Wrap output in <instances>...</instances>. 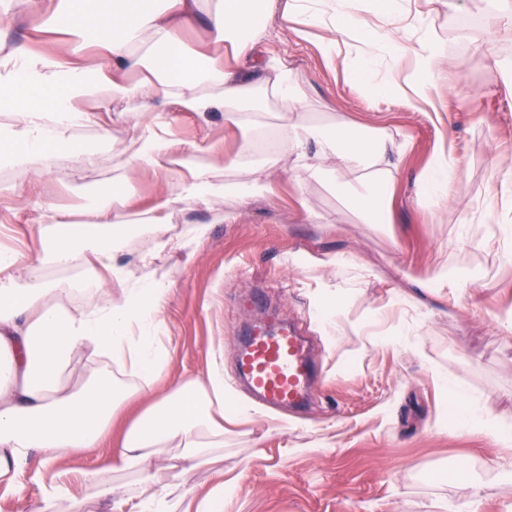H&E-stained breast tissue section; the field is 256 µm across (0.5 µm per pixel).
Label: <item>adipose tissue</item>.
Wrapping results in <instances>:
<instances>
[{"label":"adipose tissue","instance_id":"adipose-tissue-1","mask_svg":"<svg viewBox=\"0 0 512 512\" xmlns=\"http://www.w3.org/2000/svg\"><path fill=\"white\" fill-rule=\"evenodd\" d=\"M20 10L28 36L0 40V166L78 182L100 154L77 133L93 128L107 143L104 115L118 99L128 103L120 118L131 137L112 194L83 195L74 211L45 204L28 253L0 250V482L16 492L31 474L41 512L63 502L85 512L89 487L106 512H223L229 484L216 483L191 510L183 483L165 475L174 459L191 468L223 460L225 417L256 413L226 399L219 368L204 379L168 378L158 330L171 282L160 263L173 253L193 259L210 230L192 224L174 235L172 219L227 198L271 204L266 169L284 153L296 181L327 182L363 223H393L411 140L326 112L288 61L265 46L277 29L292 31L349 79L412 106L430 102L437 89L435 37L416 35L414 0H0V16ZM200 23L205 40L188 45L185 31ZM382 56L395 65L386 77L378 72ZM406 57L412 70L403 76L396 65ZM184 112L203 124L223 114L225 125L244 131L236 150L206 135L190 144L176 138ZM260 112L277 113V122H260ZM452 141L438 119L415 180L416 203L432 224L448 220ZM330 157L332 169L323 165ZM136 172L164 183L143 210L131 187ZM75 213L81 223H72ZM135 224L152 245L125 262ZM75 264L81 279L46 276ZM72 297L81 305L61 308L60 299ZM76 354L93 369L72 387L65 375ZM161 382L165 391L155 393ZM135 402L142 411L113 441V422ZM108 443L110 471L134 478L123 491L98 473L58 466Z\"/></svg>","mask_w":512,"mask_h":512}]
</instances>
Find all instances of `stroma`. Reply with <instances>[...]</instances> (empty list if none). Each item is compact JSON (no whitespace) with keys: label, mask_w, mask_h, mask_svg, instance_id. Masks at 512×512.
I'll use <instances>...</instances> for the list:
<instances>
[{"label":"stroma","mask_w":512,"mask_h":512,"mask_svg":"<svg viewBox=\"0 0 512 512\" xmlns=\"http://www.w3.org/2000/svg\"><path fill=\"white\" fill-rule=\"evenodd\" d=\"M422 29L435 33L442 56L437 104L446 110L459 169L447 200L453 220L425 223L413 201L418 170L426 163L435 128L428 116L387 95L373 94L329 69L313 44L280 32L275 48L301 72L312 96L361 124H384L408 136L414 148L401 162L396 221L361 223L320 182L295 184L287 158L271 178L275 207L190 210L173 220L206 224L208 239L192 261L166 256L170 294L161 334L174 378L206 376L211 363L224 370V392L234 401L257 400L237 380L241 329L256 314L243 301L263 293L267 310L298 323L320 370L321 391L298 412L270 410L224 425V470L194 469L181 480L191 498L217 482L235 494L224 512H448L449 504L474 500L476 512H512V480L499 477L512 464V447L489 434L458 428L448 414L463 392L486 415L512 423V333L498 322L512 311V251L499 244L512 225V206L501 203V175L512 170V88L495 60H512V16L487 0H418ZM130 131L111 126V150L87 172L89 190H112L114 156ZM19 197L0 199V247L25 250L37 230L42 204L70 205L71 187L20 169L0 170V185ZM329 218L304 224L301 201ZM496 207L486 223V204ZM236 209L234 223H224ZM344 253V272L326 266ZM311 254L318 265L295 266L291 256ZM478 272L481 291L443 298L424 296L421 309H389L391 291L420 292L439 269ZM325 282L343 288L342 326L329 342L310 310L309 288ZM384 309L380 335L364 324ZM406 344H398L401 332Z\"/></svg>","instance_id":"obj_1"}]
</instances>
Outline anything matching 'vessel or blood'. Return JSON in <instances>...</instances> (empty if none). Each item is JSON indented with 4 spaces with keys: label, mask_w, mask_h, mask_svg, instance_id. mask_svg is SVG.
I'll return each mask as SVG.
<instances>
[{
    "label": "vessel or blood",
    "mask_w": 512,
    "mask_h": 512,
    "mask_svg": "<svg viewBox=\"0 0 512 512\" xmlns=\"http://www.w3.org/2000/svg\"><path fill=\"white\" fill-rule=\"evenodd\" d=\"M237 365L259 399L273 408H301L318 381L298 331L273 321L246 336Z\"/></svg>",
    "instance_id": "1"
}]
</instances>
